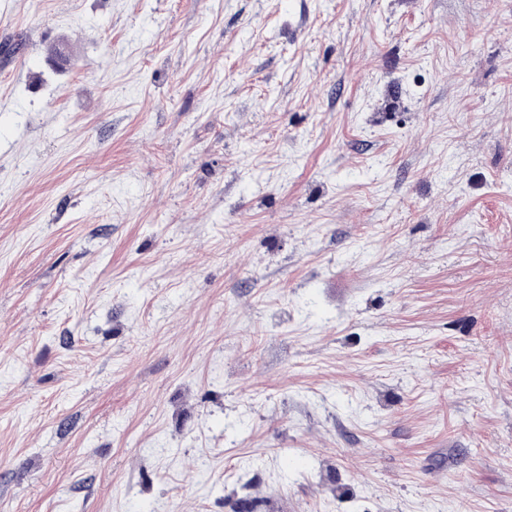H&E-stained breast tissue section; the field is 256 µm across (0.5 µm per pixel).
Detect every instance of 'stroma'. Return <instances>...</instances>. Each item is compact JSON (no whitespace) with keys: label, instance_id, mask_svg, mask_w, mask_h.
<instances>
[{"label":"stroma","instance_id":"35a3bbf8","mask_svg":"<svg viewBox=\"0 0 512 512\" xmlns=\"http://www.w3.org/2000/svg\"><path fill=\"white\" fill-rule=\"evenodd\" d=\"M0 512H512V0H0Z\"/></svg>","mask_w":512,"mask_h":512}]
</instances>
